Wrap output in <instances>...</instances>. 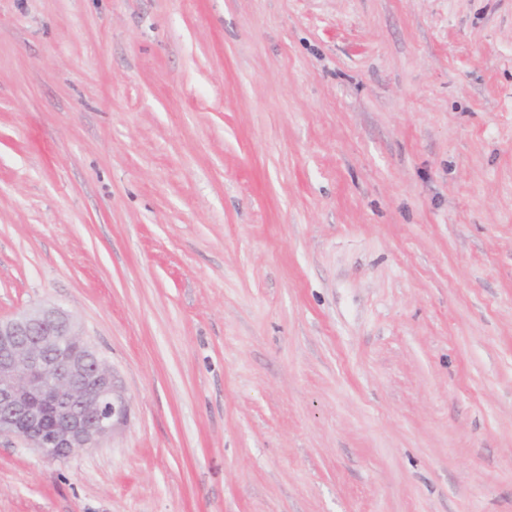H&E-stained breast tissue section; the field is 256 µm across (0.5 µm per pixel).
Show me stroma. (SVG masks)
<instances>
[{"mask_svg":"<svg viewBox=\"0 0 512 512\" xmlns=\"http://www.w3.org/2000/svg\"><path fill=\"white\" fill-rule=\"evenodd\" d=\"M126 423L0 512H512V0H0V317Z\"/></svg>","mask_w":512,"mask_h":512,"instance_id":"1","label":"stroma"}]
</instances>
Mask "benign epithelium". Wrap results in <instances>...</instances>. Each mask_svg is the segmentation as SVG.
Wrapping results in <instances>:
<instances>
[{
    "instance_id": "1",
    "label": "benign epithelium",
    "mask_w": 512,
    "mask_h": 512,
    "mask_svg": "<svg viewBox=\"0 0 512 512\" xmlns=\"http://www.w3.org/2000/svg\"><path fill=\"white\" fill-rule=\"evenodd\" d=\"M127 417L112 369L69 311L46 305L0 317V437L58 461L97 447Z\"/></svg>"
}]
</instances>
